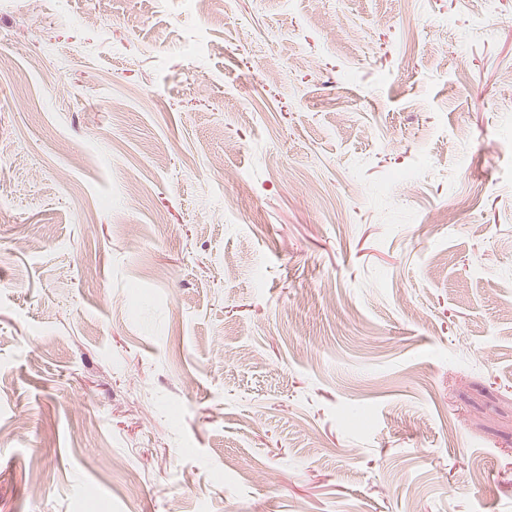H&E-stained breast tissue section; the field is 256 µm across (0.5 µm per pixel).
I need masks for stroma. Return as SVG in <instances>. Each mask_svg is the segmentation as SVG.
<instances>
[{
	"instance_id": "stroma-1",
	"label": "stroma",
	"mask_w": 512,
	"mask_h": 512,
	"mask_svg": "<svg viewBox=\"0 0 512 512\" xmlns=\"http://www.w3.org/2000/svg\"><path fill=\"white\" fill-rule=\"evenodd\" d=\"M0 53V512H512V0H0Z\"/></svg>"
}]
</instances>
